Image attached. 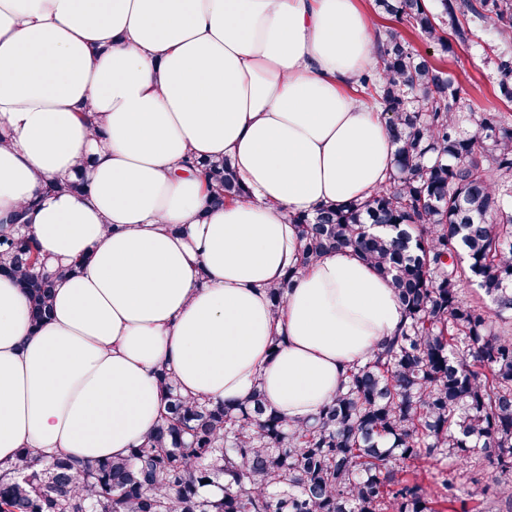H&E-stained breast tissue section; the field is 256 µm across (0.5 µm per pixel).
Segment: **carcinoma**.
<instances>
[{
	"label": "carcinoma",
	"mask_w": 512,
	"mask_h": 512,
	"mask_svg": "<svg viewBox=\"0 0 512 512\" xmlns=\"http://www.w3.org/2000/svg\"><path fill=\"white\" fill-rule=\"evenodd\" d=\"M373 2L446 55L472 41V18L512 42V0ZM494 74L496 99L511 105L512 52ZM356 91L384 114L392 171L364 199L290 216L298 260L268 298L280 310L306 267L351 249L394 288L397 333L299 424L257 385L236 401L192 400L161 367L163 412L140 444L85 464L24 450L0 473V512H482L453 479L427 482L423 462L437 457L492 469L512 504V333L495 328L512 317V114L462 96L396 28L377 34V65ZM182 165L209 206L246 196L228 158ZM40 264L32 234H0V273L20 279L34 328L52 312L57 278L32 275ZM465 279L491 306L463 298Z\"/></svg>",
	"instance_id": "1"
}]
</instances>
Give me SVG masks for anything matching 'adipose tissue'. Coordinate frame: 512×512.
<instances>
[{"label":"adipose tissue","mask_w":512,"mask_h":512,"mask_svg":"<svg viewBox=\"0 0 512 512\" xmlns=\"http://www.w3.org/2000/svg\"><path fill=\"white\" fill-rule=\"evenodd\" d=\"M376 47L357 0H0V218L26 211L51 268L82 263L36 329L0 276V466L126 454L159 419L161 366L191 399L262 382L300 422L396 333L393 288L349 250L280 314L266 294L296 258L289 215L389 176L380 108L347 92ZM189 153L231 158L249 197L204 210L176 174ZM79 170L86 195L46 190Z\"/></svg>","instance_id":"adipose-tissue-1"}]
</instances>
